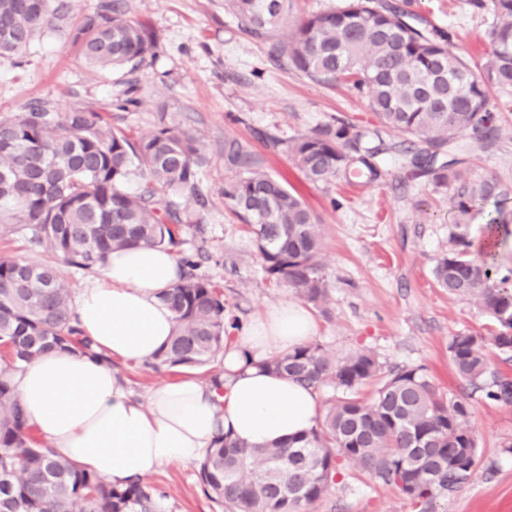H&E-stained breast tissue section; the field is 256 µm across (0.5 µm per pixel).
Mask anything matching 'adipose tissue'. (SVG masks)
Listing matches in <instances>:
<instances>
[{
    "label": "adipose tissue",
    "instance_id": "1",
    "mask_svg": "<svg viewBox=\"0 0 512 512\" xmlns=\"http://www.w3.org/2000/svg\"><path fill=\"white\" fill-rule=\"evenodd\" d=\"M178 280L170 250L112 252L74 304L93 355L53 350L15 376L31 429L59 456L116 485L148 479L166 464L201 462L221 433L252 446L286 443L321 413L315 390L262 366L315 334L310 312L290 301L228 344L220 385L185 376L157 385L147 402L134 400L112 362L151 361L167 345L175 321L162 296Z\"/></svg>",
    "mask_w": 512,
    "mask_h": 512
}]
</instances>
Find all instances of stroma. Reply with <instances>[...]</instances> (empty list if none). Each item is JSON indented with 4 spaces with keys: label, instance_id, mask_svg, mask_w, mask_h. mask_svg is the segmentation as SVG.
<instances>
[{
    "label": "stroma",
    "instance_id": "obj_1",
    "mask_svg": "<svg viewBox=\"0 0 512 512\" xmlns=\"http://www.w3.org/2000/svg\"><path fill=\"white\" fill-rule=\"evenodd\" d=\"M68 18L39 31L25 54L0 58V119L47 102L59 111L81 108L111 114L113 128L134 138L161 125L193 128L207 162L198 173V195H183L182 249L194 254L198 276L211 282L231 314L250 324L268 308L295 300L286 285L264 272L247 225L224 198L236 175L224 160L235 140L262 157L273 176L298 192L318 215L320 272L328 294L312 308L314 340L331 354L365 350L384 366H420L448 399L468 397L467 426L484 463L471 481L445 497L439 512H512V404L494 402L462 386L448 344L464 332L486 333L478 308L448 296L432 277L434 259L450 246L455 221L444 191L427 178L405 181V168L384 154L388 174L376 183L340 180L311 184L293 167L286 147L344 116L372 127L365 97L349 87L310 80L277 48L284 32L264 40L247 35L224 0H118L126 18L143 25L153 46L137 70L102 71L87 65L72 45L73 19L105 0H65ZM398 5L415 21L448 33V49L478 57L490 49L493 16L473 0H376ZM127 109H118V102ZM491 112L501 129L496 146H473L469 171L477 179L512 185V88H494ZM112 369L138 399L156 384L182 377L176 368L116 361ZM194 465L170 464L150 477L166 492L165 512H221L204 494ZM309 512H413L402 495L374 484L358 467L345 465L328 494Z\"/></svg>",
    "mask_w": 512,
    "mask_h": 512
}]
</instances>
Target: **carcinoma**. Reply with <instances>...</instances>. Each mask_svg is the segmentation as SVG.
<instances>
[{
    "label": "carcinoma",
    "mask_w": 512,
    "mask_h": 512,
    "mask_svg": "<svg viewBox=\"0 0 512 512\" xmlns=\"http://www.w3.org/2000/svg\"><path fill=\"white\" fill-rule=\"evenodd\" d=\"M248 35L263 39L285 23L288 0H228ZM491 51L481 61L448 52L449 36L419 28L397 6L347 0L344 7L295 25L280 45L288 63L327 85L344 82L366 96L385 127L407 136L399 144L413 178L428 177L450 192L459 221L452 247L435 260L436 285L473 302L492 322L489 335L466 333L448 345L462 384L488 399L512 401V379L492 370L491 355L512 361V277L494 256L474 252L467 219L485 216L488 229L512 234L499 217L512 186L466 172L473 144L495 145L499 127L491 90L512 86V0H491ZM59 18L54 0H0V57L17 56L34 34ZM86 63L101 69L146 59L148 31L116 3L83 15L70 29ZM368 131L337 117L288 144V154L313 184L333 178L385 179L380 149ZM224 157L240 170L224 198L252 227L264 272L319 306L328 288L320 274L319 219L262 160L236 141ZM205 163L188 128L162 126L134 140L97 112H59L44 102L0 120V225L18 224L29 242L73 267H102L108 254L134 245L175 250L187 222L176 198L197 193ZM140 182L130 191L133 171ZM180 280L165 295L175 329L155 364L202 367L224 350L237 319L207 280L181 260ZM0 512H163L165 495L140 479L117 486L55 455L31 434L12 376L53 350L95 355L76 324L71 290L51 262L0 256ZM266 369L335 400L311 431L286 445L256 448L221 434L199 465L207 497L227 512H305L325 496L346 460L376 484L396 490L418 512L468 483L481 464L477 437L466 423L471 404L448 400L421 367L386 368L369 351L341 357L308 342L264 361ZM377 388L366 402L362 386Z\"/></svg>",
    "instance_id": "carcinoma-1"
}]
</instances>
